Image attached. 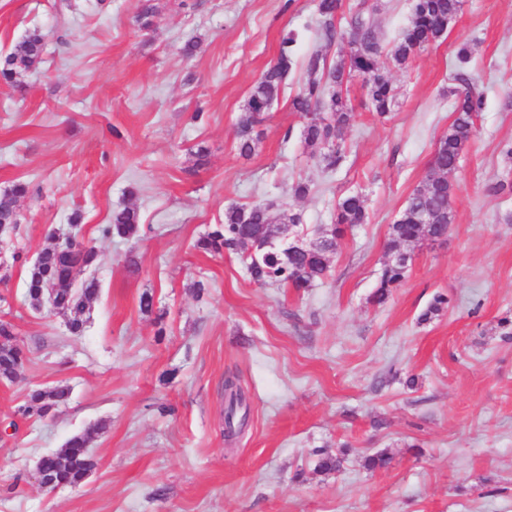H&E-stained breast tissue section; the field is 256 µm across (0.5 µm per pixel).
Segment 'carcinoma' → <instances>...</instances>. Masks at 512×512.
I'll list each match as a JSON object with an SVG mask.
<instances>
[{"label":"carcinoma","instance_id":"carcinoma-1","mask_svg":"<svg viewBox=\"0 0 512 512\" xmlns=\"http://www.w3.org/2000/svg\"><path fill=\"white\" fill-rule=\"evenodd\" d=\"M460 6L461 0H413L409 25L388 52L392 66L399 70L407 68L421 49L439 40L457 16ZM317 9L322 18V39L330 46L339 35L337 18L342 13L343 0H318ZM351 28L355 48L348 58L330 66L325 54L312 53L305 64L307 78L291 99L295 112L307 114L318 108L323 110L322 116L307 122L303 140L312 156L331 169L342 159V131L351 118L341 96L344 84L355 77L363 78L373 112L381 118L390 113L397 98V87L380 61L373 17L358 13L351 19ZM294 43L291 33L282 38L277 62L265 70L250 92L246 112L236 126V148L244 158L255 151L258 136L254 127L259 116L270 110L286 84L293 64ZM44 51L42 33L37 29L27 32L10 52L0 55V79L13 82L18 75L38 68L43 62ZM455 81L454 120L448 133L437 143L433 174L409 195L399 218L389 227L388 249L392 259L385 265L373 295L377 304L383 303L388 290L404 278L411 256L401 247L423 239H441L452 223L455 185L448 179V174L456 169L462 153L469 146L475 119L484 105L473 78L459 72ZM29 192V184L19 181L0 193V236L9 235L18 224V201ZM426 209L435 215V223H420L419 215ZM366 219L362 196L357 193L346 195L336 204L333 223L326 225L315 242L295 251L282 243L281 234L285 225L300 224V216L285 213L275 216L267 205L253 202L228 208L224 223L216 225L200 239L197 247L214 252L228 249L240 254L247 262L251 279L260 285L290 284L300 290L326 276L337 241ZM140 232L139 215L132 207L113 212L110 223L102 227L103 236L127 241L139 238ZM98 262V252L88 245L80 247L62 241L43 249L41 259L28 269L26 300L29 307L39 309L46 295L53 292L54 309L66 314L71 333H81L89 319V304L98 296L100 288L96 278L78 280L76 274L95 267ZM13 339V324L0 320V381H13L26 359L24 350ZM224 391L230 393L229 403L224 406V437L231 439L247 425V413L235 410V407L243 406L239 385L228 379ZM68 394L66 386L33 389L20 413L25 418H44L65 401ZM88 443L87 434H75L62 448L43 456L42 468L48 478L68 486L83 481L95 468Z\"/></svg>","mask_w":512,"mask_h":512}]
</instances>
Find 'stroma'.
I'll return each mask as SVG.
<instances>
[{"label":"stroma","mask_w":512,"mask_h":512,"mask_svg":"<svg viewBox=\"0 0 512 512\" xmlns=\"http://www.w3.org/2000/svg\"><path fill=\"white\" fill-rule=\"evenodd\" d=\"M154 3L143 29L138 0H0V53L35 27L46 42L38 69L0 83V191L30 185L0 241V319L27 351L0 382V512H512V337L499 326L512 318V192L494 189L512 183V0H463L437 42L391 69L389 118L373 114L362 78L344 86L351 120L333 169L311 156L290 106L312 52L333 64L352 49L346 38L324 48L317 0ZM343 3L341 30L376 11L386 49L409 24L410 0ZM289 32L287 86L242 158L235 126ZM461 69L484 109L450 175L454 220L443 239L408 245L403 281L375 303L389 226L430 172ZM353 191L367 221L307 291L259 286L239 255L195 247L229 207L255 201L299 214L296 234L314 242ZM130 205L141 240L103 237ZM76 212L101 284L78 336L24 300L30 263ZM440 293L447 308L425 318ZM232 374L248 426L229 442ZM57 386L70 393L53 415L21 417L30 389ZM88 429L87 480L42 488L37 460ZM318 449L345 454L341 469L316 471ZM382 451L390 466L369 469Z\"/></svg>","instance_id":"stroma-1"}]
</instances>
